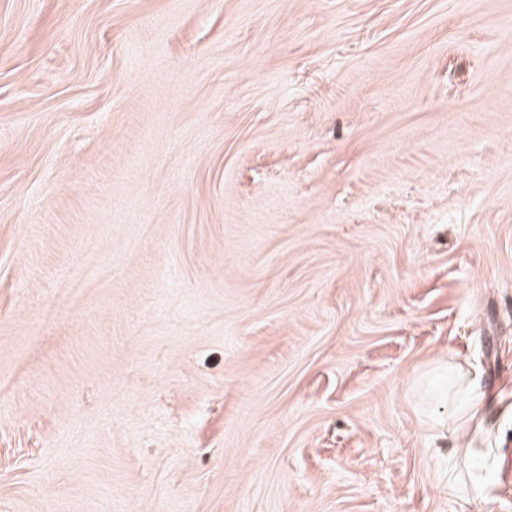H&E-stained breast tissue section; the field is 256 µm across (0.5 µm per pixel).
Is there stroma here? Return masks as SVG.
<instances>
[{
	"mask_svg": "<svg viewBox=\"0 0 512 512\" xmlns=\"http://www.w3.org/2000/svg\"><path fill=\"white\" fill-rule=\"evenodd\" d=\"M0 512H512V0H0Z\"/></svg>",
	"mask_w": 512,
	"mask_h": 512,
	"instance_id": "obj_1",
	"label": "stroma"
}]
</instances>
